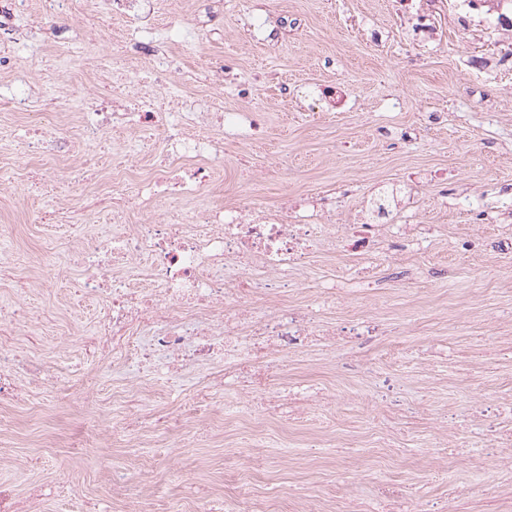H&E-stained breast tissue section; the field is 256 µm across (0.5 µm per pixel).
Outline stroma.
<instances>
[{"mask_svg":"<svg viewBox=\"0 0 512 512\" xmlns=\"http://www.w3.org/2000/svg\"><path fill=\"white\" fill-rule=\"evenodd\" d=\"M217 27L203 36L185 21L194 45L183 56L185 90L195 91L194 70L223 58L218 102L259 113L264 128L258 141L242 127L219 132L223 200L248 194L277 156L288 173L267 183L263 206L287 204L304 221L329 209L341 225L392 192L395 223L434 225L416 246L380 237L368 260L314 254L289 282V299L310 305L318 327L380 318L392 334L350 373L329 365L347 355L342 346L282 356L289 383L320 390L303 418L278 422L259 394L225 390L211 411L259 406L267 427L249 431L250 446L235 434L205 448L207 421L188 419L170 451L182 471L175 484L152 449L113 447L111 425L92 447L73 446L88 408L65 393L90 366L83 330L106 306L63 307L82 272L68 259L51 287L28 295L46 324L49 370L24 386L22 405L0 401V482L17 502L43 485L37 512H114L106 469L142 465L162 503L208 496L215 512H226L220 491L242 470L257 474L242 498L272 497L278 512H319L330 495L362 502L380 478L424 510L448 500L457 512H512V447L491 446L478 416L512 402V31L466 23L428 0H224ZM101 35L88 30L66 67L11 43L0 50L19 69L51 70L67 102L88 97L83 72L97 66ZM39 206L0 187V220L16 225L14 246L31 259L66 249L57 228L34 223ZM310 437L336 447L320 453L306 447Z\"/></svg>","mask_w":512,"mask_h":512,"instance_id":"35a3bbf8","label":"stroma"}]
</instances>
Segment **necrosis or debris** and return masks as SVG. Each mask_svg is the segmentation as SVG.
Instances as JSON below:
<instances>
[{
    "label": "necrosis or debris",
    "mask_w": 512,
    "mask_h": 512,
    "mask_svg": "<svg viewBox=\"0 0 512 512\" xmlns=\"http://www.w3.org/2000/svg\"><path fill=\"white\" fill-rule=\"evenodd\" d=\"M94 16L111 20L122 39L100 49V68L112 79L94 85V109L80 114L76 128L88 141L114 143L119 160L107 179H100L92 152L60 172L73 140L59 124L64 107L57 93L45 91L36 113L22 92L7 107L36 122L34 152L20 154L15 164L25 172L22 194L46 202L37 223H82L79 210L57 207L60 195L91 196L109 216L106 227L67 242L90 271L78 281L76 297L107 305L90 331L93 356L127 377L126 390L98 392L96 416L106 419L110 402H121L177 435L187 415L204 414L208 406L195 401L187 411L163 414L146 407L143 395L160 378L171 388L193 384L206 395L231 384L291 407L272 369L274 356L339 337L366 346L382 335V325L312 329L306 312L289 304L286 288L323 245L315 225L294 223L284 207L200 202L214 193L224 166L216 130L244 124L255 136L259 125L247 112L189 111L187 98L174 92L181 74L176 54L187 43L175 27L158 35L152 0H94ZM141 55L150 61L149 74L131 63ZM145 156L155 162L143 172L138 162ZM389 207L383 195L371 210L358 211L338 233L339 249L365 257L383 232L410 237L411 225L388 223ZM32 333L21 297L0 301V400L14 399L21 387L22 361L31 352L19 339Z\"/></svg>",
    "instance_id": "1"
}]
</instances>
